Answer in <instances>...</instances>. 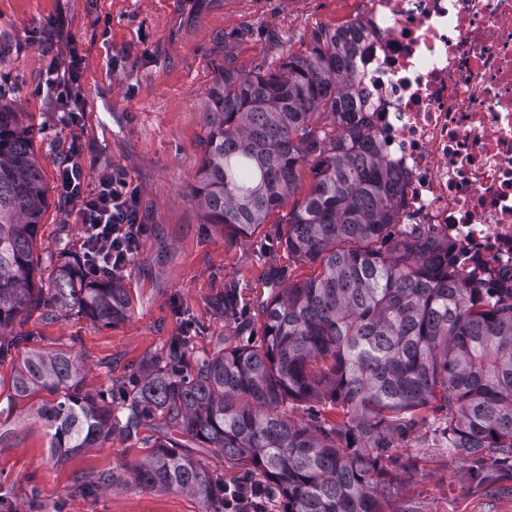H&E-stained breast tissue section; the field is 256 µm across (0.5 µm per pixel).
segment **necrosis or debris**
I'll list each match as a JSON object with an SVG mask.
<instances>
[{
    "instance_id": "1",
    "label": "necrosis or debris",
    "mask_w": 512,
    "mask_h": 512,
    "mask_svg": "<svg viewBox=\"0 0 512 512\" xmlns=\"http://www.w3.org/2000/svg\"><path fill=\"white\" fill-rule=\"evenodd\" d=\"M355 100L394 175L400 229L512 281V0H361Z\"/></svg>"
}]
</instances>
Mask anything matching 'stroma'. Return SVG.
<instances>
[{"instance_id":"35a3bbf8","label":"stroma","mask_w":512,"mask_h":512,"mask_svg":"<svg viewBox=\"0 0 512 512\" xmlns=\"http://www.w3.org/2000/svg\"><path fill=\"white\" fill-rule=\"evenodd\" d=\"M355 7L354 0H0V106L28 127L47 189L37 278H47V256L58 245L81 251L78 213L57 189L72 149L81 153L85 189L101 175L123 174L150 226L121 278L132 298L125 319L104 325L35 313L24 326L32 348L79 357L81 390L108 389L165 357L179 336L191 339L189 373L216 349L259 345L260 302L317 274L284 249L279 215L242 238L208 224L193 191L207 93L224 66L247 70L278 64L286 52L306 54ZM55 69L73 71L70 97L52 86ZM229 285L237 306L226 311L216 301ZM17 365L0 363V488L9 491L13 512H204L194 494L131 482L132 469L162 441L222 471L225 482L243 474L159 418L135 435L116 434L54 461L35 406L11 392ZM391 454L392 500H413L419 512H512V471L471 477L468 462L427 438ZM409 455L416 468L400 469ZM100 472L119 480L93 497L73 495L76 475Z\"/></svg>"}]
</instances>
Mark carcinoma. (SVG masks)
<instances>
[{
    "label": "carcinoma",
    "instance_id": "cac0c4a2",
    "mask_svg": "<svg viewBox=\"0 0 512 512\" xmlns=\"http://www.w3.org/2000/svg\"><path fill=\"white\" fill-rule=\"evenodd\" d=\"M320 36L303 56L246 73L224 67L208 92L195 199L208 223L251 236L313 183L281 223L288 255L319 268L260 303L262 343L219 348L184 371L188 342L106 392L79 389L69 352L28 348L38 309L109 325L131 299L84 258L55 249L47 284H34L33 250L47 190L29 131L0 107V363L21 355L14 395L56 396L39 410L52 448H90L161 417L266 479L287 512H417L389 506L390 450L429 405L434 438L477 466L512 468V285L476 288L448 265V243L392 232L395 181L359 123L348 38ZM323 400L341 420L304 426L295 402ZM139 484L188 490L224 512V474L168 442L133 469ZM111 474L80 478L87 497Z\"/></svg>",
    "mask_w": 512,
    "mask_h": 512
}]
</instances>
